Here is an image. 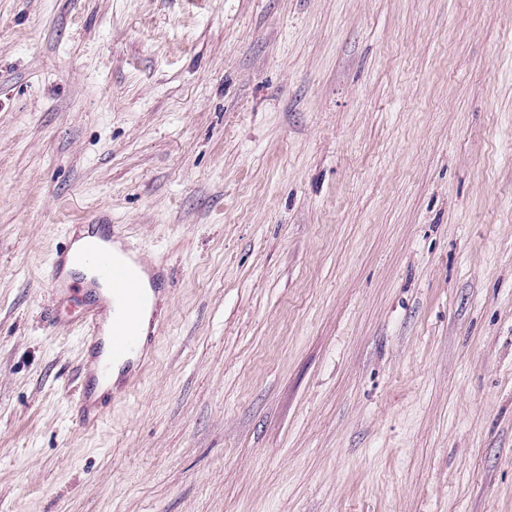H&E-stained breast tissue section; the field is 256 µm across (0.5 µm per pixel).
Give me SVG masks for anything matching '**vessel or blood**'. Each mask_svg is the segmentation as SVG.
Instances as JSON below:
<instances>
[{
    "instance_id": "b4317fda",
    "label": "vessel or blood",
    "mask_w": 512,
    "mask_h": 512,
    "mask_svg": "<svg viewBox=\"0 0 512 512\" xmlns=\"http://www.w3.org/2000/svg\"><path fill=\"white\" fill-rule=\"evenodd\" d=\"M121 239V227L102 224L95 240L80 252H73L71 241H64L55 251L50 267V281L58 292H65L62 278L67 262L89 266L94 272L91 288L106 286V296L97 298L87 308L81 324L83 346L90 354L85 366V381L78 394L82 423L95 427L102 420L95 392L110 379L114 361L126 363L141 359L148 346L159 337V313L165 297L162 286L165 268L139 254L117 255L114 245ZM149 313L148 329H140L139 315Z\"/></svg>"
}]
</instances>
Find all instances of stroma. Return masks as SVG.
I'll return each instance as SVG.
<instances>
[{"label":"stroma","instance_id":"35a3bbf8","mask_svg":"<svg viewBox=\"0 0 512 512\" xmlns=\"http://www.w3.org/2000/svg\"><path fill=\"white\" fill-rule=\"evenodd\" d=\"M99 212L172 287L88 429ZM0 512H512V0H0Z\"/></svg>","mask_w":512,"mask_h":512}]
</instances>
